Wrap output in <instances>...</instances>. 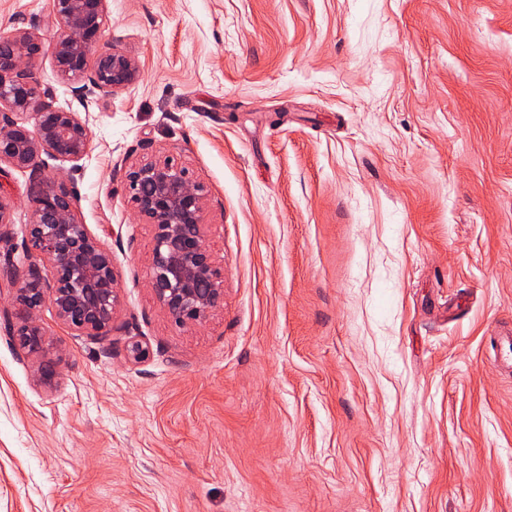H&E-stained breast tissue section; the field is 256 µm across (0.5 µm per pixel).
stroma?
Here are the masks:
<instances>
[{
    "mask_svg": "<svg viewBox=\"0 0 512 512\" xmlns=\"http://www.w3.org/2000/svg\"><path fill=\"white\" fill-rule=\"evenodd\" d=\"M49 5L0 0V37ZM101 41L141 70L106 102L33 71L85 115L45 173L120 303L96 339L44 307L31 356L0 272V512H512V0H110ZM160 154L224 262L197 325L125 192ZM30 187L0 165L15 224Z\"/></svg>",
    "mask_w": 512,
    "mask_h": 512,
    "instance_id": "1",
    "label": "stroma"
}]
</instances>
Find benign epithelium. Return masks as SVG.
<instances>
[{"label":"benign epithelium","mask_w":512,"mask_h":512,"mask_svg":"<svg viewBox=\"0 0 512 512\" xmlns=\"http://www.w3.org/2000/svg\"><path fill=\"white\" fill-rule=\"evenodd\" d=\"M109 0H51L57 29L44 43L36 25L0 41V163L29 172V221L21 240L4 254L3 269L16 285L18 345L43 352L46 332L36 313L51 304L59 321L81 336L112 331L119 304V277L112 251L91 237L77 216V195L45 175L41 157L82 159L89 144L87 122L57 104L55 90L31 71L32 59L50 49L57 76L79 98L106 101L134 84L138 61L100 45ZM30 114L31 133L18 114ZM128 201L137 217L155 226L149 286L169 319L179 326L201 324L224 302V267L206 244L204 186L169 155L125 171ZM53 270L44 281L38 262Z\"/></svg>","instance_id":"7a95c632"}]
</instances>
